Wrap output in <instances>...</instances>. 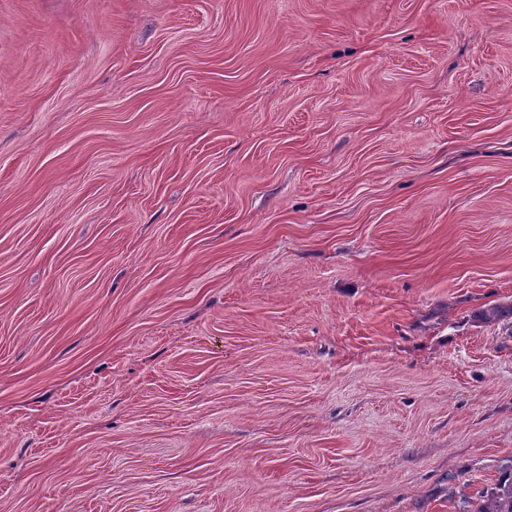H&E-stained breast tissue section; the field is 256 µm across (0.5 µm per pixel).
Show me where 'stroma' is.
<instances>
[{
	"instance_id": "35a3bbf8",
	"label": "stroma",
	"mask_w": 512,
	"mask_h": 512,
	"mask_svg": "<svg viewBox=\"0 0 512 512\" xmlns=\"http://www.w3.org/2000/svg\"><path fill=\"white\" fill-rule=\"evenodd\" d=\"M499 304L512 0H0V512H474Z\"/></svg>"
}]
</instances>
